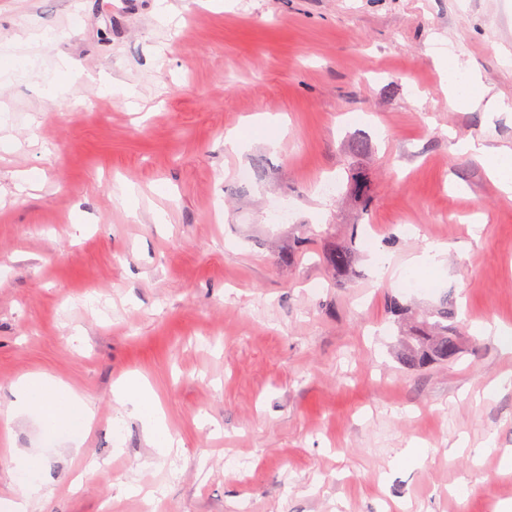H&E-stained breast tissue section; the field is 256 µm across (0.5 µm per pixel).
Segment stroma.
I'll return each instance as SVG.
<instances>
[{
	"label": "stroma",
	"mask_w": 512,
	"mask_h": 512,
	"mask_svg": "<svg viewBox=\"0 0 512 512\" xmlns=\"http://www.w3.org/2000/svg\"><path fill=\"white\" fill-rule=\"evenodd\" d=\"M1 41L0 512L37 479L32 512L512 506V386L486 393L512 351L478 332L512 330V199L456 148L512 149V110L450 107L441 66L512 102V0H0ZM326 229L395 264L450 250L414 289L369 253L340 285ZM445 297L460 359L405 370L391 299ZM29 374L81 395L90 432L6 419ZM132 375L169 455L114 396ZM348 185L354 201L366 207L371 201V182L367 173L363 171L349 173ZM117 393L121 399L134 404L140 416L150 427L159 453L165 454L173 447V440L168 431L165 415L157 403L150 386L136 376L127 378L120 384Z\"/></svg>",
	"instance_id": "1"
}]
</instances>
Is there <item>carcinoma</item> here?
Masks as SVG:
<instances>
[{
    "instance_id": "1",
    "label": "carcinoma",
    "mask_w": 512,
    "mask_h": 512,
    "mask_svg": "<svg viewBox=\"0 0 512 512\" xmlns=\"http://www.w3.org/2000/svg\"><path fill=\"white\" fill-rule=\"evenodd\" d=\"M349 192L354 201L365 206L371 201V182L367 173L352 172L348 178ZM323 258L326 266L338 279L350 277L355 272L359 257L357 243L353 240L338 243L323 238ZM396 323L407 325L400 360L410 370H418L437 363H453L462 354L460 338L454 335L456 313L448 298L427 314L413 318L409 307L393 303Z\"/></svg>"
}]
</instances>
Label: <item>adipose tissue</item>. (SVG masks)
I'll return each instance as SVG.
<instances>
[{"label": "adipose tissue", "instance_id": "ef3b65f1", "mask_svg": "<svg viewBox=\"0 0 512 512\" xmlns=\"http://www.w3.org/2000/svg\"><path fill=\"white\" fill-rule=\"evenodd\" d=\"M447 73L448 102L451 106L469 107L481 101L484 102L486 111L505 109V102L485 98L477 76L464 70L456 60H449ZM460 149L481 159L490 178L505 192L512 193V150L502 148L491 151L482 143L473 140L461 143ZM19 388V406L38 414L47 429L70 424L76 417L81 419L83 427L91 426L92 416L88 405L61 382L42 375H31L20 381ZM117 393L121 399L136 406L140 416L148 424L156 446L161 451H169L173 441L165 415L150 386L139 377L132 376L120 384Z\"/></svg>", "mask_w": 512, "mask_h": 512}]
</instances>
